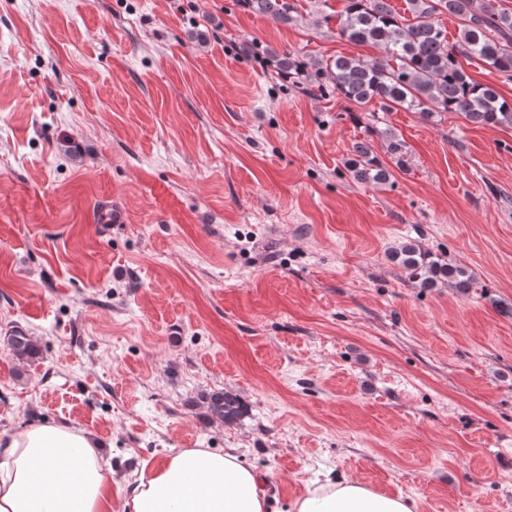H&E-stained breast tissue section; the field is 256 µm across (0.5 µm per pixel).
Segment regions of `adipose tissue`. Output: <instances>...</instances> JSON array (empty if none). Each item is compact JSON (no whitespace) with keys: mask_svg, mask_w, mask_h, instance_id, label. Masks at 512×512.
<instances>
[{"mask_svg":"<svg viewBox=\"0 0 512 512\" xmlns=\"http://www.w3.org/2000/svg\"><path fill=\"white\" fill-rule=\"evenodd\" d=\"M128 512H267L261 479L230 452L184 451L143 465ZM289 512H413L401 494L345 478L306 487ZM0 512H112V470L97 441L41 424L0 442Z\"/></svg>","mask_w":512,"mask_h":512,"instance_id":"adipose-tissue-1","label":"adipose tissue"}]
</instances>
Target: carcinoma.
Here are the masks:
<instances>
[{
  "instance_id": "1",
  "label": "carcinoma",
  "mask_w": 512,
  "mask_h": 512,
  "mask_svg": "<svg viewBox=\"0 0 512 512\" xmlns=\"http://www.w3.org/2000/svg\"><path fill=\"white\" fill-rule=\"evenodd\" d=\"M246 10L280 23L298 12L297 0H238ZM412 19L398 14L389 0H345L340 14V36L354 45H372L377 57L339 56L327 63L286 49L266 50L281 77L310 95L331 90L357 107L376 101L382 112L400 109L428 117L457 112L481 126L512 127V101L497 89L472 78L465 65L480 62L512 80V12L496 10L487 0H410ZM448 13L461 22L459 39L448 35L436 15ZM347 169L358 182L386 183L391 171L368 145L353 146ZM392 263L408 270L423 289L446 284L468 294L476 284L465 268L422 248L416 240L391 250ZM20 362L33 361L41 352L28 333L16 326L3 337ZM210 414L232 424L249 413V405L231 390L201 395Z\"/></svg>"
}]
</instances>
